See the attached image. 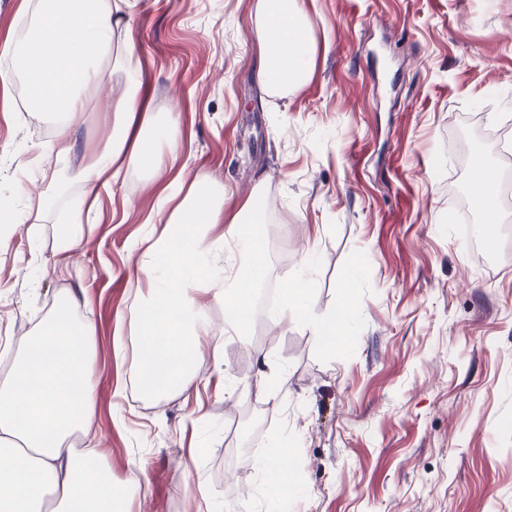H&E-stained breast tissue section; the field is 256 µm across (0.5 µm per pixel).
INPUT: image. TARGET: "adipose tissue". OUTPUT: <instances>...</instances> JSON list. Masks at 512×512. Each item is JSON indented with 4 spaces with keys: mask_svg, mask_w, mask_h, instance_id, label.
I'll return each mask as SVG.
<instances>
[{
    "mask_svg": "<svg viewBox=\"0 0 512 512\" xmlns=\"http://www.w3.org/2000/svg\"><path fill=\"white\" fill-rule=\"evenodd\" d=\"M261 59L258 83L290 90L311 72L314 49L303 27L298 0H256ZM120 24L110 0H35L24 45L0 46L10 75L25 77L33 109L57 116L52 151L65 159L71 149V118L83 111L101 84L100 52ZM104 120L112 132L77 178L85 186L83 205L93 206L99 187L122 170L162 163L148 131L156 120L139 85L127 86ZM224 219V202L198 179L169 210L158 236L134 242L150 288H133L134 378L150 399L194 387V365L202 336L210 332L201 296L223 304L237 326H247L258 281L264 277L262 226L265 210L251 200L231 222L228 238H209ZM64 314L50 317L22 337L0 379V512H131L129 494L139 470L114 479L99 449L74 451L69 438L89 429L95 416V388L86 358L95 345L93 324ZM286 448H269L263 461L271 506L288 499Z\"/></svg>",
    "mask_w": 512,
    "mask_h": 512,
    "instance_id": "ef3b65f1",
    "label": "adipose tissue"
}]
</instances>
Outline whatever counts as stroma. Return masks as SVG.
I'll return each instance as SVG.
<instances>
[{
    "mask_svg": "<svg viewBox=\"0 0 512 512\" xmlns=\"http://www.w3.org/2000/svg\"><path fill=\"white\" fill-rule=\"evenodd\" d=\"M314 54L300 87L261 88L255 0H129L137 57L122 33L107 90L76 118L63 162L54 119L18 80L0 85V207L49 204L0 252V341H18L74 296L97 328L91 370L100 448L115 478L144 474L132 512H197L200 489L226 512H261L257 462L290 448L288 512H512V222L494 255L454 216L473 203L469 138L494 173H512V0H300ZM139 80L160 125V169H130L92 210L73 172L108 130L100 111ZM223 189L225 223L251 195L265 204L267 273L279 289L311 267L317 316L275 320L254 300L239 329L208 304L224 365L195 364V390L159 399L133 386L130 291L144 280L135 240L175 179ZM87 245L56 255L59 225Z\"/></svg>",
    "mask_w": 512,
    "mask_h": 512,
    "instance_id": "35a3bbf8",
    "label": "stroma"
}]
</instances>
